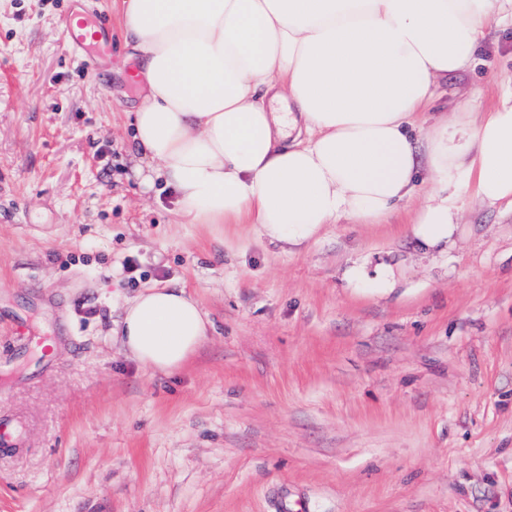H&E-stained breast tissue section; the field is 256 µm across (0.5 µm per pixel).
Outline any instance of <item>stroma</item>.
Here are the masks:
<instances>
[{
	"label": "stroma",
	"mask_w": 512,
	"mask_h": 512,
	"mask_svg": "<svg viewBox=\"0 0 512 512\" xmlns=\"http://www.w3.org/2000/svg\"><path fill=\"white\" fill-rule=\"evenodd\" d=\"M93 77L71 0H0V512H512V213L471 199L447 255L411 211L297 254L220 237L146 185L122 0ZM512 90V24L424 119ZM395 287L348 285L352 261ZM186 289L213 327L176 374L128 359L123 298Z\"/></svg>",
	"instance_id": "obj_1"
}]
</instances>
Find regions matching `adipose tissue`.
I'll list each match as a JSON object with an SVG mask.
<instances>
[{"label":"adipose tissue","mask_w":512,"mask_h":512,"mask_svg":"<svg viewBox=\"0 0 512 512\" xmlns=\"http://www.w3.org/2000/svg\"><path fill=\"white\" fill-rule=\"evenodd\" d=\"M504 0H123L148 91L143 159L189 223L248 227L287 253L326 225L385 224L431 187L409 227L423 255L455 243L466 198L512 209V91L429 127L439 78L465 69ZM211 322L181 288L126 299L112 331L171 374Z\"/></svg>","instance_id":"1"}]
</instances>
